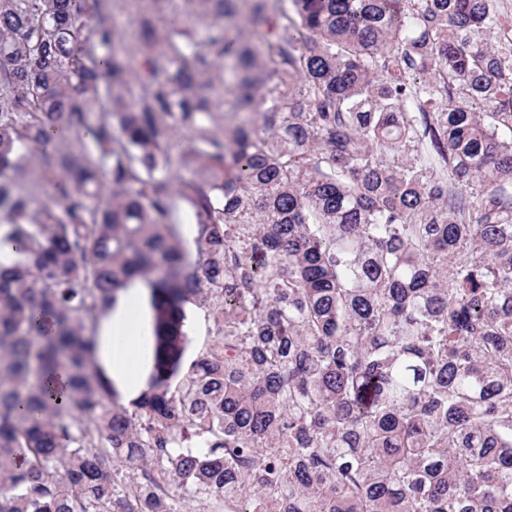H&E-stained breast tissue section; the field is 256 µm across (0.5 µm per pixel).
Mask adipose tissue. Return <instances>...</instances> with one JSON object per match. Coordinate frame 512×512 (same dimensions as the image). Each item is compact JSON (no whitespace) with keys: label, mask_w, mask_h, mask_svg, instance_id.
I'll use <instances>...</instances> for the list:
<instances>
[{"label":"adipose tissue","mask_w":512,"mask_h":512,"mask_svg":"<svg viewBox=\"0 0 512 512\" xmlns=\"http://www.w3.org/2000/svg\"><path fill=\"white\" fill-rule=\"evenodd\" d=\"M151 295L142 282L120 292L101 320L97 359L114 387L118 402L133 404L146 388L152 367L154 337Z\"/></svg>","instance_id":"1"}]
</instances>
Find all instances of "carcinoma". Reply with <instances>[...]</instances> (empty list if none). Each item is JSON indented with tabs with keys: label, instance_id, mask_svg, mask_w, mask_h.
<instances>
[{
	"label": "carcinoma",
	"instance_id": "carcinoma-1",
	"mask_svg": "<svg viewBox=\"0 0 512 512\" xmlns=\"http://www.w3.org/2000/svg\"><path fill=\"white\" fill-rule=\"evenodd\" d=\"M119 2L0 0V512H512L503 0H137L135 52ZM138 279L128 408L94 352ZM135 11L130 5L118 7L115 13L109 15L108 21L122 27L126 34L127 48L133 50L140 40V29L136 22ZM24 186L33 191L40 199L44 198L45 182L41 178L39 164L36 158L28 159L20 177ZM187 332L188 343L186 358L193 357L197 352L212 343L217 336V326L208 308L197 303H188Z\"/></svg>",
	"mask_w": 512,
	"mask_h": 512
}]
</instances>
